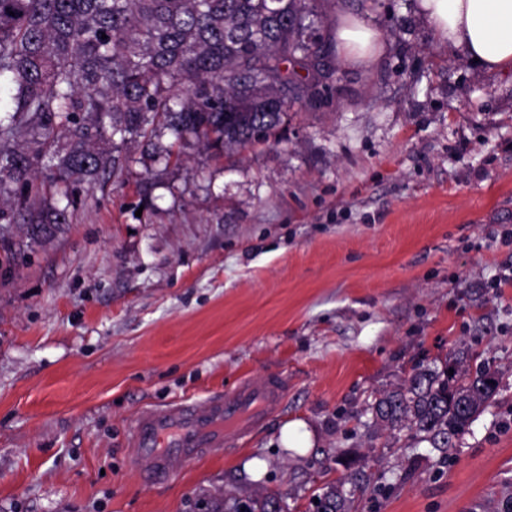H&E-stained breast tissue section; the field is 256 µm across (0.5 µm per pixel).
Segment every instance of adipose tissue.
I'll use <instances>...</instances> for the list:
<instances>
[{"label": "adipose tissue", "instance_id": "1", "mask_svg": "<svg viewBox=\"0 0 512 512\" xmlns=\"http://www.w3.org/2000/svg\"><path fill=\"white\" fill-rule=\"evenodd\" d=\"M419 11L443 44L460 50L489 74H512V0H417ZM383 43L360 20L341 22L336 50L345 59L371 63Z\"/></svg>", "mask_w": 512, "mask_h": 512}]
</instances>
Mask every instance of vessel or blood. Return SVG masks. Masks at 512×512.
Masks as SVG:
<instances>
[{
  "label": "vessel or blood",
  "instance_id": "obj_1",
  "mask_svg": "<svg viewBox=\"0 0 512 512\" xmlns=\"http://www.w3.org/2000/svg\"><path fill=\"white\" fill-rule=\"evenodd\" d=\"M288 396V378L271 374L243 379L229 393L142 411L128 443V456L143 483L171 480L184 466L234 447Z\"/></svg>",
  "mask_w": 512,
  "mask_h": 512
}]
</instances>
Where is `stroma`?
Returning <instances> with one entry per match:
<instances>
[{
	"label": "stroma",
	"mask_w": 512,
	"mask_h": 512,
	"mask_svg": "<svg viewBox=\"0 0 512 512\" xmlns=\"http://www.w3.org/2000/svg\"><path fill=\"white\" fill-rule=\"evenodd\" d=\"M382 34L279 144L187 149L82 192L40 240L0 223V512H194L203 490L315 512H512V75L439 43L416 0H326ZM147 183L140 195L139 183ZM499 391L452 448L375 424L418 364ZM287 373L284 407L159 485L126 456L147 406ZM294 436L284 440L282 430ZM345 480L327 482L315 495L318 504H315L316 512H348L350 500L344 489Z\"/></svg>",
	"instance_id": "obj_1"
}]
</instances>
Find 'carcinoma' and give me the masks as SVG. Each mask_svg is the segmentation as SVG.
<instances>
[{"instance_id": "1", "label": "carcinoma", "mask_w": 512, "mask_h": 512, "mask_svg": "<svg viewBox=\"0 0 512 512\" xmlns=\"http://www.w3.org/2000/svg\"><path fill=\"white\" fill-rule=\"evenodd\" d=\"M317 0H0V223L36 240L70 221L83 190L132 165H169L201 143L230 155L278 141L295 103L336 82ZM171 141H162L164 135ZM135 144L140 156L124 147ZM55 192L47 196L37 174ZM489 368L415 366L370 405L375 421L444 449L496 394ZM345 481L316 512H349ZM275 494H211L206 512H277Z\"/></svg>"}]
</instances>
